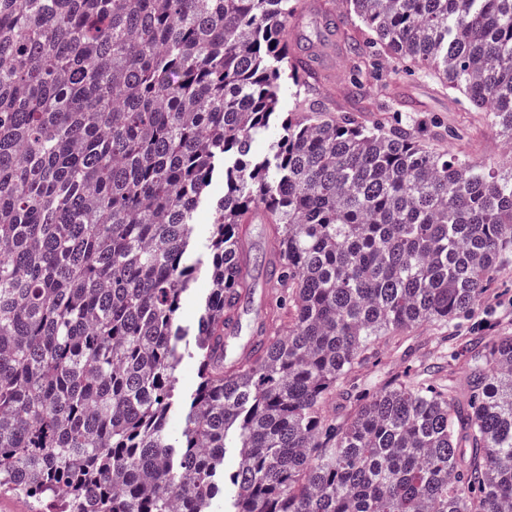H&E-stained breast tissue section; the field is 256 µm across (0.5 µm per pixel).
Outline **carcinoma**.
I'll return each instance as SVG.
<instances>
[{
  "instance_id": "obj_1",
  "label": "carcinoma",
  "mask_w": 512,
  "mask_h": 512,
  "mask_svg": "<svg viewBox=\"0 0 512 512\" xmlns=\"http://www.w3.org/2000/svg\"><path fill=\"white\" fill-rule=\"evenodd\" d=\"M351 85L434 76L512 145V0H338ZM301 0H0V493L49 512H512V323L464 378L350 382L380 340L478 315L512 265V164L338 116ZM294 111L283 115L284 82ZM273 126L271 154L252 141ZM213 204L200 382L176 391ZM262 210L267 320L227 365ZM342 395L345 417L325 413ZM186 410L178 445L173 409ZM237 468L224 473L228 440ZM192 234L191 262L196 268V275L189 290L182 296L178 324L187 331L181 342L182 359L177 368V387L180 396L192 394L200 381L198 364L193 356L194 330L200 313L202 299L210 288L208 270L210 266L209 243L212 234L213 215L209 205L200 208L194 219Z\"/></svg>"
}]
</instances>
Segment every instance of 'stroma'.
Wrapping results in <instances>:
<instances>
[{"label": "stroma", "instance_id": "35a3bbf8", "mask_svg": "<svg viewBox=\"0 0 512 512\" xmlns=\"http://www.w3.org/2000/svg\"><path fill=\"white\" fill-rule=\"evenodd\" d=\"M296 21L289 38L299 49L313 54L322 81L318 92L325 100L335 103L337 109L352 104L351 86L345 57L344 44L339 36L325 29L324 11L334 7L336 0H316ZM369 102L384 101L409 117L424 129L429 146L462 152L477 160L500 158L506 140L499 128L491 126L483 113L468 111L454 93L441 90L433 81L408 76L385 77L381 87L372 88ZM211 207L200 208L194 219L191 261L196 275L183 295L178 323L186 331L181 343L182 359L177 368V387L180 396L192 394L198 386V364L193 355V332L200 313L201 302L209 291V243L212 234ZM246 247L252 259L250 264L251 296L244 309L242 329L229 340L233 354H240L246 347L258 319L267 304L264 283L266 267L260 258L271 253L273 242L269 227L263 220L249 224ZM512 321V266L502 269L488 285L482 300L480 323L461 324L449 340H442L441 332L434 325L425 323L413 329L408 337L392 338L380 343L378 356L354 373L355 384L377 387L386 372L414 373L426 369L435 360L438 350L444 349L456 356L457 364H464L472 344L479 337L491 335L495 322Z\"/></svg>", "mask_w": 512, "mask_h": 512}]
</instances>
